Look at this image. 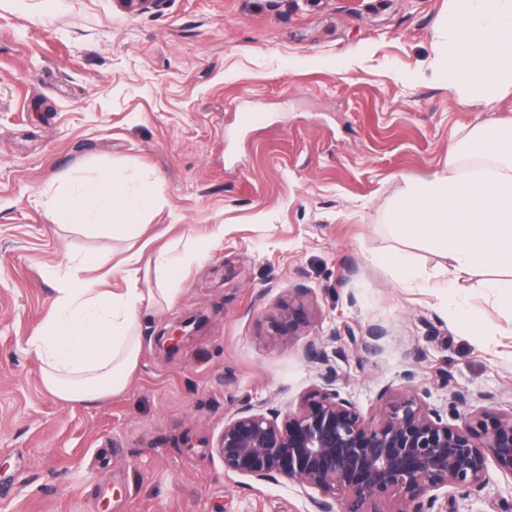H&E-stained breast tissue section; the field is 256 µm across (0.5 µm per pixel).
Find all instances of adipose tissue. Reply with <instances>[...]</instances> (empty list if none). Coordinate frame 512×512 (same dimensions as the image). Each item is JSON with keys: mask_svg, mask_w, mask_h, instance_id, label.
Returning a JSON list of instances; mask_svg holds the SVG:
<instances>
[{"mask_svg": "<svg viewBox=\"0 0 512 512\" xmlns=\"http://www.w3.org/2000/svg\"><path fill=\"white\" fill-rule=\"evenodd\" d=\"M440 38L451 86L488 103L512 92V0H448ZM469 140L480 147L481 161L462 164L459 148L449 146L447 172L406 183L388 222L402 235L428 236L456 273L482 271L483 287L512 307V144L485 127ZM152 200L149 191L130 198L123 174L105 169L48 206L58 224L122 236ZM139 262V254L128 257L129 286L119 293L86 278L101 265L95 257L75 258L59 275L54 309L26 344L42 362L45 388L61 401L106 398L137 369L142 309L172 302L180 271L179 261L159 251L154 270L161 287L142 288Z\"/></svg>", "mask_w": 512, "mask_h": 512, "instance_id": "1", "label": "adipose tissue"}]
</instances>
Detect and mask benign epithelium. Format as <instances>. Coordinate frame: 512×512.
<instances>
[{
    "label": "benign epithelium",
    "mask_w": 512,
    "mask_h": 512,
    "mask_svg": "<svg viewBox=\"0 0 512 512\" xmlns=\"http://www.w3.org/2000/svg\"><path fill=\"white\" fill-rule=\"evenodd\" d=\"M308 289L288 293V306L268 317L274 336H294L309 324ZM195 324L181 323L165 343L177 348ZM385 330L369 329L360 348L379 347ZM310 390L294 411L246 406L224 422L215 447L224 471L262 483L279 479L315 492V512H455L439 493L463 497L494 482L493 471L512 478V414L488 408L458 415V424L413 394L385 398L379 417L364 416L341 395L336 377Z\"/></svg>",
    "instance_id": "obj_1"
}]
</instances>
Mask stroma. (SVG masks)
Instances as JSON below:
<instances>
[{"instance_id": "stroma-1", "label": "stroma", "mask_w": 512, "mask_h": 512, "mask_svg": "<svg viewBox=\"0 0 512 512\" xmlns=\"http://www.w3.org/2000/svg\"><path fill=\"white\" fill-rule=\"evenodd\" d=\"M447 0H0V512H313L304 489L224 471L214 446L250 406L296 408L326 371L362 412L414 393L452 418L512 413V308L399 236L406 181L448 169L478 125L512 132V94L464 101L437 70ZM155 199L129 236L54 223L49 197L102 169ZM224 234L209 248L193 239ZM184 255L172 305L144 318L126 389L89 404L49 393L26 338L69 258ZM407 255L415 277L392 261ZM308 291V326L282 340L266 314ZM479 326L458 331L449 302ZM202 327L173 356L175 325ZM378 350H356L370 327ZM325 346L311 362L308 342ZM490 402H483V395ZM512 512L496 477L456 512Z\"/></svg>"}]
</instances>
